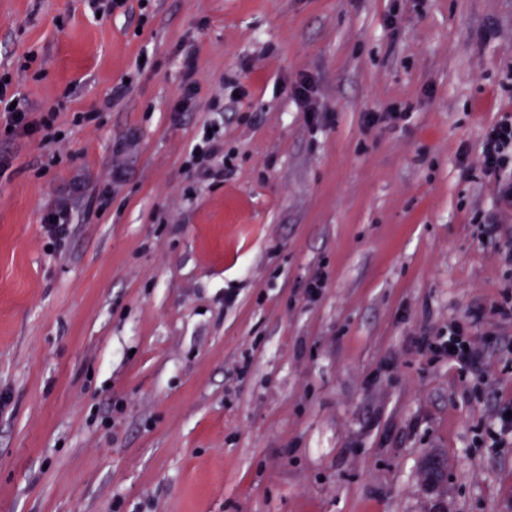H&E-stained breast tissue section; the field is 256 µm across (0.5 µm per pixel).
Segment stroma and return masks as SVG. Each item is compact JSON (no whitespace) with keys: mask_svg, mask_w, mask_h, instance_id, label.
<instances>
[{"mask_svg":"<svg viewBox=\"0 0 512 512\" xmlns=\"http://www.w3.org/2000/svg\"><path fill=\"white\" fill-rule=\"evenodd\" d=\"M129 3L0 0V76L57 136L0 131V512H512V214L477 236L512 0ZM477 309L482 380L427 347ZM312 87L307 79H302L296 86V98L301 104L304 112H308L309 122L313 127L326 124L328 114L319 112L312 102ZM71 218L66 209H58L49 212L44 217V224L46 225L47 233L50 238H57L67 234L69 230Z\"/></svg>","mask_w":512,"mask_h":512,"instance_id":"1","label":"stroma"}]
</instances>
